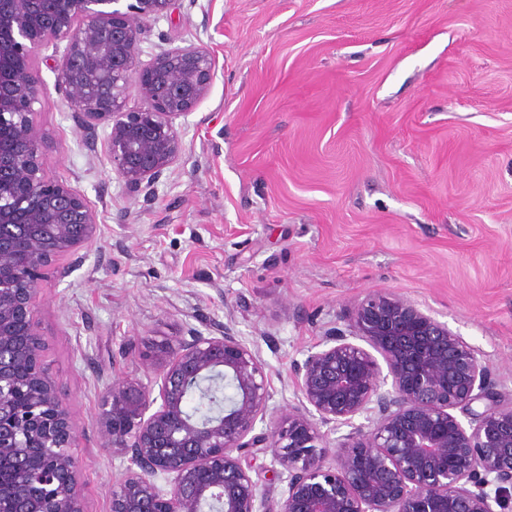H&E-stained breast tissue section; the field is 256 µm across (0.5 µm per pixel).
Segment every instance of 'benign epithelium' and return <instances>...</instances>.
<instances>
[{"label": "benign epithelium", "instance_id": "1", "mask_svg": "<svg viewBox=\"0 0 512 512\" xmlns=\"http://www.w3.org/2000/svg\"><path fill=\"white\" fill-rule=\"evenodd\" d=\"M117 2L0 0V128L9 131L0 138V271L12 274L0 277V512H83L70 406L42 365L35 313L46 269L92 242L97 222L82 195L45 174L34 108L45 87L31 57L64 45L55 91L83 132L103 129L105 158L147 202L183 157L177 120L215 74L205 49L139 60L141 20L175 0H132L125 12ZM133 86L140 104L131 108ZM17 225L23 265L6 235ZM11 354L26 358V371L10 367ZM214 381L230 385V398L193 415L189 383ZM293 384L297 403L268 415L266 365L228 325L157 345L146 379L115 380L104 394V446L129 462L112 481V512H271L235 456L245 448L270 449L281 467L277 512H512V403L501 402L477 350L416 303L368 295L347 329L296 364Z\"/></svg>", "mask_w": 512, "mask_h": 512}]
</instances>
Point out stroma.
<instances>
[{
	"label": "stroma",
	"instance_id": "stroma-1",
	"mask_svg": "<svg viewBox=\"0 0 512 512\" xmlns=\"http://www.w3.org/2000/svg\"><path fill=\"white\" fill-rule=\"evenodd\" d=\"M144 26L143 59L194 46L216 62L148 203L54 91L55 48L32 59L45 172L97 216L35 314L84 512H111L127 466L97 425L107 387L191 327L254 344L276 412L293 365L390 291L475 346L511 402L512 0H176ZM240 459L277 506L271 454Z\"/></svg>",
	"mask_w": 512,
	"mask_h": 512
}]
</instances>
